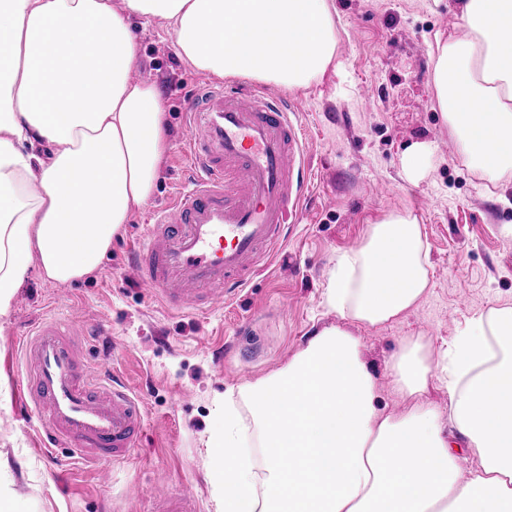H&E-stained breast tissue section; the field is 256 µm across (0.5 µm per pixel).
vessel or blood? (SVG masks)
Masks as SVG:
<instances>
[{
  "label": "vessel or blood",
  "mask_w": 512,
  "mask_h": 512,
  "mask_svg": "<svg viewBox=\"0 0 512 512\" xmlns=\"http://www.w3.org/2000/svg\"><path fill=\"white\" fill-rule=\"evenodd\" d=\"M293 103L249 85L206 84L185 104L183 149L191 175L153 213L127 259L165 308L204 313L262 271L299 221L308 150ZM77 310L37 323L19 341L23 409L45 426L50 447L98 462L101 485L128 459L143 427L137 398L87 371L90 337L109 335ZM155 512H198L192 485L153 489Z\"/></svg>",
  "instance_id": "1"
}]
</instances>
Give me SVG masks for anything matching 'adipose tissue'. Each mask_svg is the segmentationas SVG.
<instances>
[{"instance_id":"1","label":"adipose tissue","mask_w":512,"mask_h":512,"mask_svg":"<svg viewBox=\"0 0 512 512\" xmlns=\"http://www.w3.org/2000/svg\"><path fill=\"white\" fill-rule=\"evenodd\" d=\"M464 37L437 41L433 87L460 159L512 178V0H457ZM334 0H0V320L30 270L58 284L95 272L152 196L168 150L157 87L134 82L135 22L167 20L179 53L218 78L292 90L338 56ZM430 284L412 209L372 222L337 254L326 293L339 325L225 401L210 438L224 512H512V307L478 313L429 365L413 343L379 387L350 324L398 320ZM448 413L421 403L431 380ZM452 421L476 465L457 468ZM293 465L285 469L283 458Z\"/></svg>"}]
</instances>
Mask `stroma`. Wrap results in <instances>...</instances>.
<instances>
[{
  "mask_svg": "<svg viewBox=\"0 0 512 512\" xmlns=\"http://www.w3.org/2000/svg\"><path fill=\"white\" fill-rule=\"evenodd\" d=\"M449 0H335L339 67L319 82L289 91L310 156L301 222L265 271L205 315L165 310L139 288L126 262L152 211L170 201L182 174L183 106L207 74L180 56L173 26H138L135 82L155 83L167 112L169 148L151 198L135 206L95 273L57 284L30 273L0 328V458L20 512H153L155 484H194L201 512H223L208 475L211 431L225 397L286 367L315 333L339 325L324 302L338 252L358 247L370 221L403 208L418 216L429 251L430 286L404 317L368 330L353 326L387 412L409 401L391 390V358L422 342L437 362L470 319L512 306V180L493 184L457 153L434 99L437 39L457 36ZM425 143V168L407 179L404 152ZM390 191L376 195L377 183ZM79 308L112 330L106 365L133 388L145 411L139 441L112 482L66 449L47 451L42 424L24 418L14 345L47 311Z\"/></svg>",
  "mask_w": 512,
  "mask_h": 512,
  "instance_id": "stroma-1",
  "label": "stroma"
}]
</instances>
